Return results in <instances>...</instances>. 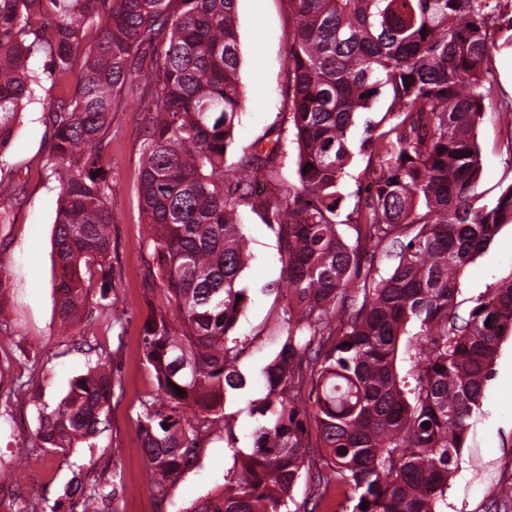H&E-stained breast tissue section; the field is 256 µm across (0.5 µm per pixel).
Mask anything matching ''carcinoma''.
Here are the masks:
<instances>
[{"label":"carcinoma","mask_w":512,"mask_h":512,"mask_svg":"<svg viewBox=\"0 0 512 512\" xmlns=\"http://www.w3.org/2000/svg\"><path fill=\"white\" fill-rule=\"evenodd\" d=\"M236 2L0 0V150L38 84L35 60L77 83L76 96L50 99L43 114L46 165L60 186V321L84 337L91 290L98 308L112 303L103 159L132 93L152 249L142 344L157 382L137 430L153 493L165 496L225 424L227 398L259 382L250 446L234 448L223 483L187 512H317L333 485L347 494L343 512H446L448 478L512 337V282L468 317L456 313L466 266L512 224V184L490 202L478 192L474 140L492 94L486 66L512 50V0H290L298 25L284 109L297 158L288 180L280 133L272 149L226 164L245 105ZM366 153L376 163L342 221V180ZM246 208L276 232L286 280L285 341L255 374L240 369L247 342L233 335L249 301ZM379 255L393 261L385 274ZM117 384L111 356H97L54 408L40 409L33 447L65 456L92 443ZM303 477L313 491L302 506L292 490ZM115 496L104 470L64 491L81 512H112Z\"/></svg>","instance_id":"obj_1"}]
</instances>
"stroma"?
<instances>
[{
  "label": "stroma",
  "instance_id": "obj_1",
  "mask_svg": "<svg viewBox=\"0 0 512 512\" xmlns=\"http://www.w3.org/2000/svg\"><path fill=\"white\" fill-rule=\"evenodd\" d=\"M241 45L240 86L246 106L235 144L228 155L237 162L271 128H283L288 95V50L297 26L290 0H238ZM494 100L474 131L482 158L479 190L493 198L512 183V127L497 107L512 100V51L493 54ZM39 84L24 107L10 144L0 150V173L12 176L17 198L9 204L12 220L0 224V264L7 283L0 290V512H15L16 502L39 488L41 504L61 500L74 474L114 463L117 512H185L194 500L224 480L233 466L228 439L249 444L256 425L251 403L263 394L253 385L224 406L226 424L198 450L193 467L168 490L153 494L151 474L137 437L141 401L155 391L156 380L142 351L149 294L144 286L150 244L140 209L138 175L143 127L137 102L125 97L112 127L106 159L112 166V305L92 312L87 338L65 335L53 289L52 236L59 199L58 184L44 166L51 138L42 122L43 104L73 96L75 80H60L45 60H37ZM250 257L244 272L251 301L236 333L248 348L241 369L258 371L279 350L283 336L276 315L282 280L276 233L254 213L244 215ZM512 281V224L502 227L490 245L469 264L457 297V311L467 316L475 299ZM109 353L122 384L112 393L110 424L94 447L79 445L61 456L33 447L41 404L56 405L69 382L86 371L97 355ZM34 380L40 398L19 393ZM512 484V338L499 348L486 384L482 415L470 426L466 444L448 483L447 512H488L487 491Z\"/></svg>",
  "mask_w": 512,
  "mask_h": 512
}]
</instances>
